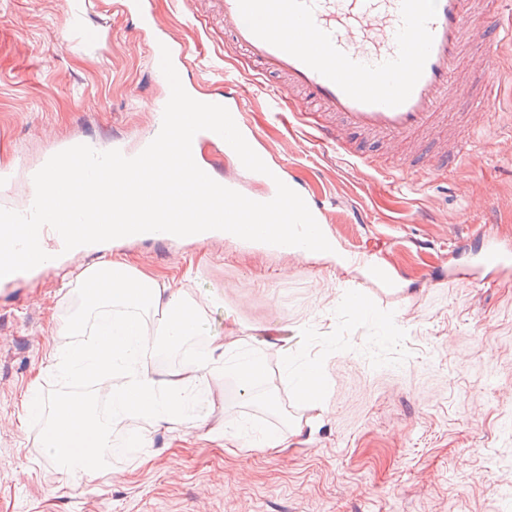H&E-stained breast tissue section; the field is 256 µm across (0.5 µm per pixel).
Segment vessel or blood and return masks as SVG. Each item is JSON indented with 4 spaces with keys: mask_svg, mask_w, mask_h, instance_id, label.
I'll return each instance as SVG.
<instances>
[{
    "mask_svg": "<svg viewBox=\"0 0 512 512\" xmlns=\"http://www.w3.org/2000/svg\"><path fill=\"white\" fill-rule=\"evenodd\" d=\"M140 32L152 30L147 0H122ZM476 0H218L234 49L260 71L285 76L282 98L301 90L336 124L318 125L322 141L338 144L344 132L386 141L415 140L435 129L438 111L463 91L467 46L488 41L480 73L481 98L497 97L500 62L493 51L503 39L497 17L477 12ZM198 101L226 106L247 140L256 134L234 90H198ZM468 145L427 156L431 172L457 168ZM482 263L506 268L512 249L486 244Z\"/></svg>",
    "mask_w": 512,
    "mask_h": 512,
    "instance_id": "vessel-or-blood-1",
    "label": "vessel or blood"
}]
</instances>
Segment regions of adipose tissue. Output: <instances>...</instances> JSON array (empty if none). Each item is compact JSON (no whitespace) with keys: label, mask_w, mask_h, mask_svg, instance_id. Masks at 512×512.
I'll list each match as a JSON object with an SVG mask.
<instances>
[{"label":"adipose tissue","mask_w":512,"mask_h":512,"mask_svg":"<svg viewBox=\"0 0 512 512\" xmlns=\"http://www.w3.org/2000/svg\"><path fill=\"white\" fill-rule=\"evenodd\" d=\"M73 277L84 304L96 309L97 317L90 324L84 313L70 316L67 329L76 334L91 330L92 338L85 345L58 353V364L69 375L102 380L112 375L122 383L112 394L110 423L96 420L89 410L68 408L42 429L40 444L68 474L104 467L112 430L126 421L148 414L160 424L179 423L185 388L205 381L217 365L232 370L244 387L261 375L257 353L232 355L220 342L212 345L203 360L171 367L159 376L145 372L144 312L156 311L157 335L177 344L195 335L200 314L197 304L170 283L132 271L122 261L80 265Z\"/></svg>","instance_id":"obj_1"}]
</instances>
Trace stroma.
Listing matches in <instances>:
<instances>
[{
  "label": "stroma",
  "mask_w": 512,
  "mask_h": 512,
  "mask_svg": "<svg viewBox=\"0 0 512 512\" xmlns=\"http://www.w3.org/2000/svg\"><path fill=\"white\" fill-rule=\"evenodd\" d=\"M150 8L188 49L187 84L237 90L261 147L323 203L336 248L306 258L214 235L82 253L171 279L200 307L197 340L255 350L263 373L244 392L217 368L185 392L180 423L135 419L144 448L126 455L113 433L109 465L79 478L34 447L24 395L81 387L105 420L119 382L63 376L52 358L87 341L66 329L82 309L70 263L0 282V512H512V269L480 265L487 240L512 242V82L485 111L474 46L446 125L466 128L470 153L430 174L416 160L446 127L424 144L324 145L316 106L279 100L281 79L243 64L206 0ZM137 27L116 0H0V208L24 209L31 172L67 143L133 149L160 119L169 89ZM352 291L367 312L349 311ZM311 362L324 367L319 409L289 380ZM294 425L286 448L258 447Z\"/></svg>",
  "instance_id": "1"
}]
</instances>
